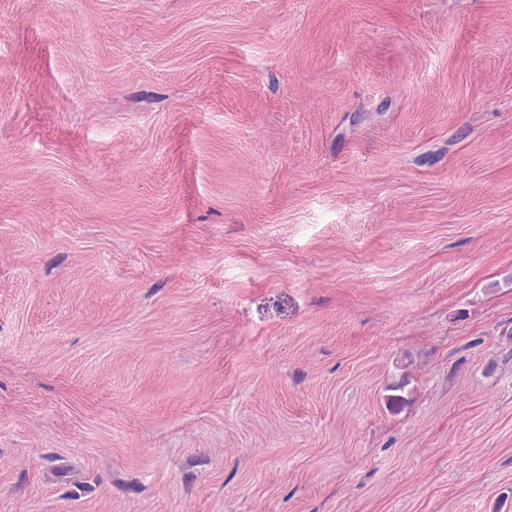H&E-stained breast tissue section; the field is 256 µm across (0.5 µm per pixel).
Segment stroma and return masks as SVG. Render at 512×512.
I'll return each mask as SVG.
<instances>
[{
  "instance_id": "stroma-1",
  "label": "stroma",
  "mask_w": 512,
  "mask_h": 512,
  "mask_svg": "<svg viewBox=\"0 0 512 512\" xmlns=\"http://www.w3.org/2000/svg\"><path fill=\"white\" fill-rule=\"evenodd\" d=\"M0 512H512V0H0Z\"/></svg>"
}]
</instances>
